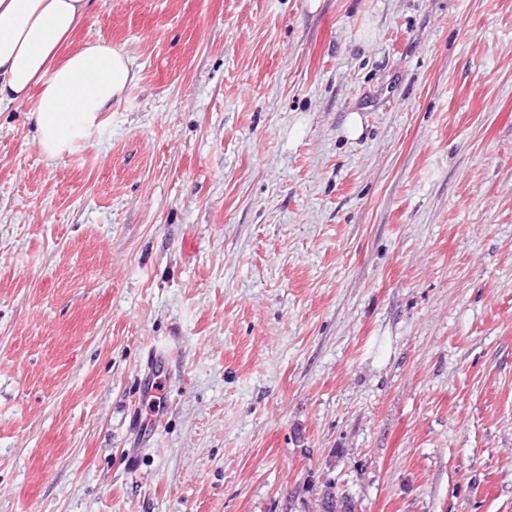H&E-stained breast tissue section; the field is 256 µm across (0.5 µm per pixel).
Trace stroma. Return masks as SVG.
I'll use <instances>...</instances> for the list:
<instances>
[{
	"label": "stroma",
	"instance_id": "1",
	"mask_svg": "<svg viewBox=\"0 0 512 512\" xmlns=\"http://www.w3.org/2000/svg\"><path fill=\"white\" fill-rule=\"evenodd\" d=\"M90 38L136 71L100 141L0 107V512H512V0H94ZM325 512H354V507L347 497L339 495L335 487L329 486L322 494L318 511Z\"/></svg>",
	"mask_w": 512,
	"mask_h": 512
}]
</instances>
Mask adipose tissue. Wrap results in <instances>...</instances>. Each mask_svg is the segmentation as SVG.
<instances>
[{
    "mask_svg": "<svg viewBox=\"0 0 512 512\" xmlns=\"http://www.w3.org/2000/svg\"><path fill=\"white\" fill-rule=\"evenodd\" d=\"M90 8L91 0H0V105L33 101L36 139L50 160L100 139L103 113L136 77L128 53L100 39L58 59Z\"/></svg>",
    "mask_w": 512,
    "mask_h": 512,
    "instance_id": "obj_1",
    "label": "adipose tissue"
}]
</instances>
